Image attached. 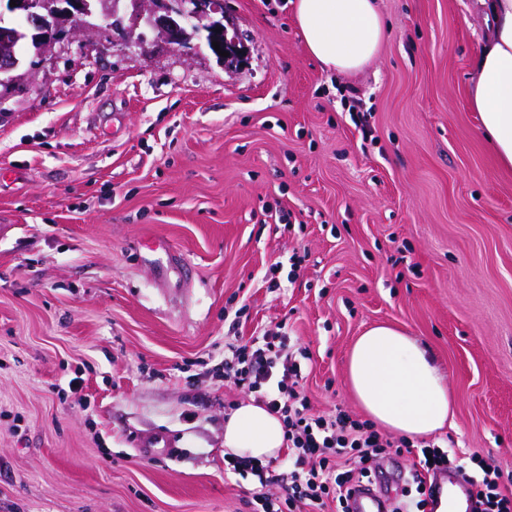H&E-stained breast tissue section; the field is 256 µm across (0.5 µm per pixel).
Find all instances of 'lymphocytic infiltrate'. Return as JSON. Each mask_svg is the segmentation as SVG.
<instances>
[{
    "mask_svg": "<svg viewBox=\"0 0 512 512\" xmlns=\"http://www.w3.org/2000/svg\"><path fill=\"white\" fill-rule=\"evenodd\" d=\"M229 351L225 384L253 395L255 402L277 414L287 442L288 453L277 463L231 460L234 472L251 473L260 484L250 501L252 512H326L330 507L348 512L352 490L373 476L372 461L410 451L408 441L384 435L345 411L312 414L300 391L301 363L285 334L266 331ZM420 452L404 491L403 512H425L428 479L456 465L436 444L421 446ZM270 484L279 485L281 495L267 493Z\"/></svg>",
    "mask_w": 512,
    "mask_h": 512,
    "instance_id": "f902f5d3",
    "label": "lymphocytic infiltrate"
}]
</instances>
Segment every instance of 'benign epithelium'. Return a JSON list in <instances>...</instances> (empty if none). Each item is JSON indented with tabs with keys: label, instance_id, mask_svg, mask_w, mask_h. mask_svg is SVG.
Masks as SVG:
<instances>
[{
	"label": "benign epithelium",
	"instance_id": "1",
	"mask_svg": "<svg viewBox=\"0 0 512 512\" xmlns=\"http://www.w3.org/2000/svg\"><path fill=\"white\" fill-rule=\"evenodd\" d=\"M16 6H10V2ZM0 9L22 16L33 32L36 51L47 52L59 34L84 38L96 28L87 21L93 14L88 0H0ZM133 24L144 22L166 45L182 51L194 48L193 39L210 36L215 30L224 35V51L217 56L230 67L245 59V47L237 35H229L224 25V3L221 0H131ZM21 62L13 55L0 58V86L8 87L21 79Z\"/></svg>",
	"mask_w": 512,
	"mask_h": 512
}]
</instances>
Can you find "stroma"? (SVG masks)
Returning <instances> with one entry per match:
<instances>
[{"label":"stroma","mask_w":512,"mask_h":512,"mask_svg":"<svg viewBox=\"0 0 512 512\" xmlns=\"http://www.w3.org/2000/svg\"><path fill=\"white\" fill-rule=\"evenodd\" d=\"M378 4L388 37L353 77L305 52L291 0H224L238 68L103 20L0 89V512H249L224 352L279 328L312 413L361 421L353 342L408 332L454 402L431 441L512 489V171L469 102L483 24L474 0ZM154 238L187 284L161 283Z\"/></svg>","instance_id":"1"}]
</instances>
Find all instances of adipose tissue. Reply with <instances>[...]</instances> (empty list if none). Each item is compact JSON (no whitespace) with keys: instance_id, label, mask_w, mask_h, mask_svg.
Segmentation results:
<instances>
[{"instance_id":"ef3b65f1","label":"adipose tissue","mask_w":512,"mask_h":512,"mask_svg":"<svg viewBox=\"0 0 512 512\" xmlns=\"http://www.w3.org/2000/svg\"><path fill=\"white\" fill-rule=\"evenodd\" d=\"M487 35L470 86L486 138L499 163L512 167V0H478ZM303 45L323 67L361 71L388 36L377 0H294ZM348 378L364 410L391 431L415 439L445 426L451 405L448 386L425 349L390 326L367 329L354 343ZM285 446L278 415L253 401L241 402L224 424V451L265 460Z\"/></svg>"}]
</instances>
